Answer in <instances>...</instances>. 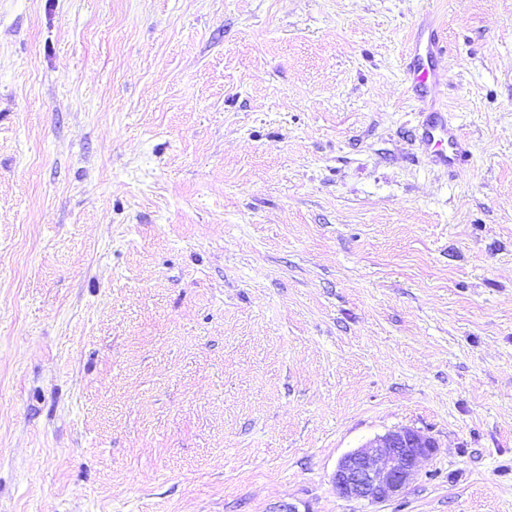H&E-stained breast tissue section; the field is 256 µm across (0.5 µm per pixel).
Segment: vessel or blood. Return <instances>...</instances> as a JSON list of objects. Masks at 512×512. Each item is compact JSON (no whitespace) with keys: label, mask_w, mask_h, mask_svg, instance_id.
I'll list each match as a JSON object with an SVG mask.
<instances>
[{"label":"vessel or blood","mask_w":512,"mask_h":512,"mask_svg":"<svg viewBox=\"0 0 512 512\" xmlns=\"http://www.w3.org/2000/svg\"><path fill=\"white\" fill-rule=\"evenodd\" d=\"M448 43L433 9H426L410 42L407 74L410 89L425 95L445 80ZM423 145L431 147L435 160L444 167H456L470 160L467 143L459 128L450 124L442 110L428 112L418 126Z\"/></svg>","instance_id":"b4317fda"}]
</instances>
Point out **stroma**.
<instances>
[{"instance_id": "1", "label": "stroma", "mask_w": 512, "mask_h": 512, "mask_svg": "<svg viewBox=\"0 0 512 512\" xmlns=\"http://www.w3.org/2000/svg\"><path fill=\"white\" fill-rule=\"evenodd\" d=\"M425 6L0 0V512H512V0L435 4L455 168ZM423 16L411 39L406 67L410 79L409 89L421 96L444 82L445 62L449 52L436 12L429 8ZM418 130L420 142L433 149L438 164L448 168L470 161L466 139L459 128L448 123L441 109L427 112L423 122L418 125ZM437 441L413 428L391 430L344 454L332 475L336 493L370 503L390 501L409 486L422 458L434 454Z\"/></svg>"}]
</instances>
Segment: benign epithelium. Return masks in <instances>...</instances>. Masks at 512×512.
I'll return each instance as SVG.
<instances>
[{
  "mask_svg": "<svg viewBox=\"0 0 512 512\" xmlns=\"http://www.w3.org/2000/svg\"><path fill=\"white\" fill-rule=\"evenodd\" d=\"M437 448V441L420 430H391L344 454L332 475L333 487L348 499L390 501L417 476L421 459Z\"/></svg>",
  "mask_w": 512,
  "mask_h": 512,
  "instance_id": "obj_1",
  "label": "benign epithelium"
}]
</instances>
